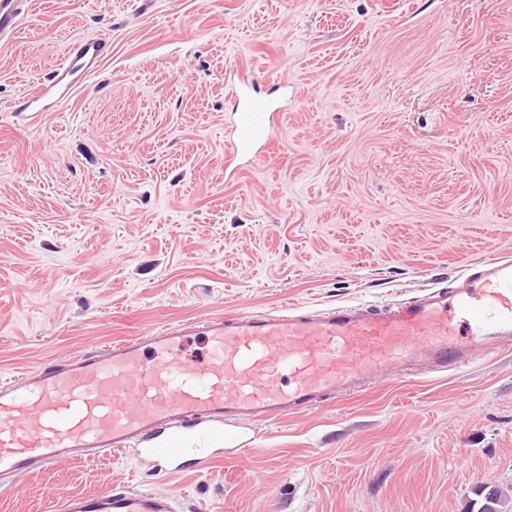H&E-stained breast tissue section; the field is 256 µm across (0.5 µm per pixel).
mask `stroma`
<instances>
[{
	"instance_id": "obj_1",
	"label": "stroma",
	"mask_w": 512,
	"mask_h": 512,
	"mask_svg": "<svg viewBox=\"0 0 512 512\" xmlns=\"http://www.w3.org/2000/svg\"><path fill=\"white\" fill-rule=\"evenodd\" d=\"M98 73L14 99L72 43ZM294 93L224 178L240 77ZM512 253V0H34L0 45V378L196 316L385 306ZM67 461L0 495H175L181 512H461L512 487V348L238 430L205 468ZM104 39L85 38L74 43L64 61L52 72L51 78L13 102L11 112L23 123H32L53 106L67 100L83 82L99 68L108 54ZM476 496L479 499L471 500L464 512H504L501 510L504 502L503 492L496 485L480 486Z\"/></svg>"
}]
</instances>
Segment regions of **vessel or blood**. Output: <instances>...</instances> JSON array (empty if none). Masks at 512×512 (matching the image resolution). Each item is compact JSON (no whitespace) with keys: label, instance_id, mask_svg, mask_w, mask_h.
Listing matches in <instances>:
<instances>
[{"label":"vessel or blood","instance_id":"1","mask_svg":"<svg viewBox=\"0 0 512 512\" xmlns=\"http://www.w3.org/2000/svg\"><path fill=\"white\" fill-rule=\"evenodd\" d=\"M29 0H0V41L13 38ZM109 51L100 38L74 43L51 78L19 95L16 118L32 123L67 100ZM224 167L254 159L272 137V101L234 89ZM204 336L203 360L183 357L185 337ZM512 347V256L472 261L447 285L378 307L195 317L156 336L122 339L44 362L33 378L0 383V493L66 459L134 452L156 475L203 464L239 422L283 420L359 392L394 371L442 373ZM48 512H177L169 495L109 487L59 493Z\"/></svg>","mask_w":512,"mask_h":512}]
</instances>
